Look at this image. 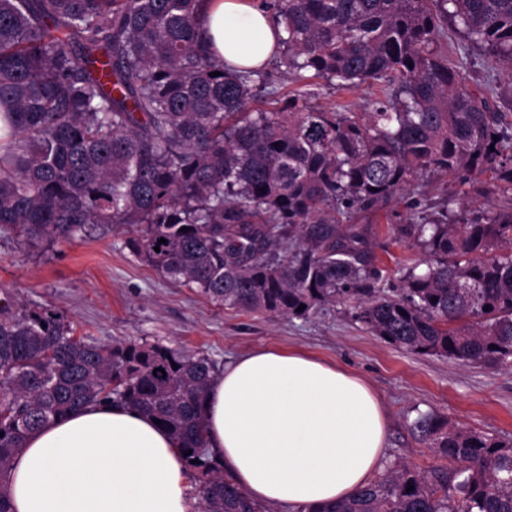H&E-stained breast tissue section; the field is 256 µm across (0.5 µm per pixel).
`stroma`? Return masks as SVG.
<instances>
[{
  "mask_svg": "<svg viewBox=\"0 0 512 512\" xmlns=\"http://www.w3.org/2000/svg\"><path fill=\"white\" fill-rule=\"evenodd\" d=\"M282 94L309 89V103L349 106L365 112L379 83L340 91L324 81L308 82L268 69ZM420 209L437 216L445 203L454 210L483 207L470 185L433 174L422 179ZM405 202L349 216L352 224L374 225L375 264L390 287L400 285L399 265L416 256L409 242L395 240L388 225L405 223ZM132 228L113 225L40 250L14 235L0 234V305L60 314L78 336L101 344L158 342L208 358L217 366L260 348L299 351L364 378L379 396L388 427L387 461L404 459L428 472L444 464L411 428L418 413L431 412L452 424L512 438V366L464 364L422 356L385 343L361 329L338 307L306 318L242 314L213 302L197 289L172 282L142 264L127 248Z\"/></svg>",
  "mask_w": 512,
  "mask_h": 512,
  "instance_id": "stroma-1",
  "label": "stroma"
}]
</instances>
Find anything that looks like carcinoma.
Wrapping results in <instances>:
<instances>
[{
	"label": "carcinoma",
	"mask_w": 512,
	"mask_h": 512,
	"mask_svg": "<svg viewBox=\"0 0 512 512\" xmlns=\"http://www.w3.org/2000/svg\"><path fill=\"white\" fill-rule=\"evenodd\" d=\"M205 2L0 0V231L47 248L133 224L126 245L144 264L226 309L306 318L339 305L414 353L512 364V207L416 212L431 172L512 195V0H272L279 66L342 89L382 83L368 112L317 109L306 91L283 97L262 72L228 69L202 37ZM474 49L487 59L477 90L462 74ZM405 196L409 223L388 233L428 258L389 288L371 227L336 216ZM215 372L186 351L98 344L53 313L3 307L0 476L34 431L117 403L187 453L203 512H273L205 447ZM413 427L447 467L397 460L354 497L298 512H512V439L434 413Z\"/></svg>",
	"instance_id": "obj_1"
}]
</instances>
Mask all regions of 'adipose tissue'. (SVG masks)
I'll list each match as a JSON object with an SVG mask.
<instances>
[{
    "mask_svg": "<svg viewBox=\"0 0 512 512\" xmlns=\"http://www.w3.org/2000/svg\"><path fill=\"white\" fill-rule=\"evenodd\" d=\"M206 38L232 70H260L283 30L262 0H208ZM225 478L292 512L356 495L385 469L386 416L361 377L295 351L225 365L203 402ZM4 484L14 512H191L178 445L149 416L95 404L33 432Z\"/></svg>",
    "mask_w": 512,
    "mask_h": 512,
    "instance_id": "adipose-tissue-1",
    "label": "adipose tissue"
}]
</instances>
